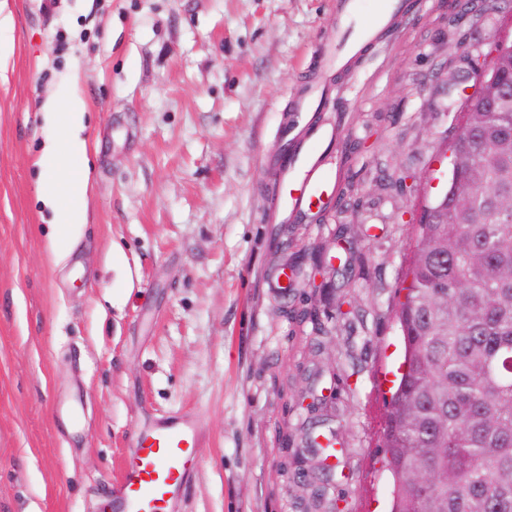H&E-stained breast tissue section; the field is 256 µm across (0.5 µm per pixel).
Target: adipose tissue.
Returning <instances> with one entry per match:
<instances>
[{"label": "adipose tissue", "mask_w": 512, "mask_h": 512, "mask_svg": "<svg viewBox=\"0 0 512 512\" xmlns=\"http://www.w3.org/2000/svg\"><path fill=\"white\" fill-rule=\"evenodd\" d=\"M86 113L87 103L74 82L65 85L43 106L46 125L57 132L38 162L39 199L52 213L54 232L49 249L56 261L64 257L59 240L71 239L74 229L88 221L92 183L90 147L82 136Z\"/></svg>", "instance_id": "ef3b65f1"}]
</instances>
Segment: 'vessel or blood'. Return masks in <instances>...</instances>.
<instances>
[{
  "instance_id": "obj_1",
  "label": "vessel or blood",
  "mask_w": 512,
  "mask_h": 512,
  "mask_svg": "<svg viewBox=\"0 0 512 512\" xmlns=\"http://www.w3.org/2000/svg\"><path fill=\"white\" fill-rule=\"evenodd\" d=\"M404 10V0H376L370 10L365 0H340L337 60L352 59L376 45ZM328 103V89H316L296 101L293 110L302 116ZM328 140V134L316 126L289 137L288 159L275 171L276 208L292 215L326 204L330 175L320 148ZM198 436V425L190 422L170 423L138 436L131 467L112 485L122 512H170L196 460Z\"/></svg>"
}]
</instances>
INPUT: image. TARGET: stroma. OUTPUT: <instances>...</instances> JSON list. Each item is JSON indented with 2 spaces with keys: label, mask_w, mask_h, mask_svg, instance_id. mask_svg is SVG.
Wrapping results in <instances>:
<instances>
[{
  "label": "stroma",
  "mask_w": 512,
  "mask_h": 512,
  "mask_svg": "<svg viewBox=\"0 0 512 512\" xmlns=\"http://www.w3.org/2000/svg\"><path fill=\"white\" fill-rule=\"evenodd\" d=\"M406 3L335 73L338 0H0V512H109L133 439L185 416L199 458L171 512H387L399 292L455 81L512 24V0ZM73 76L94 193L55 264L33 162ZM317 84L336 91L313 115L339 132L333 198L287 220L272 163ZM330 430L314 504V466L282 468L281 439Z\"/></svg>",
  "instance_id": "35a3bbf8"
}]
</instances>
